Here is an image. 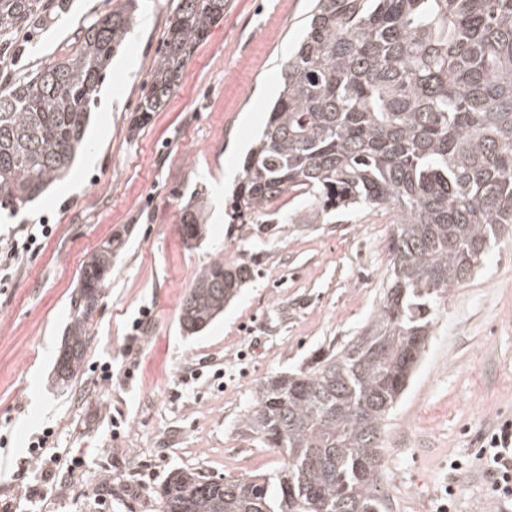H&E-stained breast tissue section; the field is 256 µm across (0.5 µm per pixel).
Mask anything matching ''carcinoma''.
Listing matches in <instances>:
<instances>
[{
	"instance_id": "carcinoma-1",
	"label": "carcinoma",
	"mask_w": 512,
	"mask_h": 512,
	"mask_svg": "<svg viewBox=\"0 0 512 512\" xmlns=\"http://www.w3.org/2000/svg\"><path fill=\"white\" fill-rule=\"evenodd\" d=\"M225 3L177 0L142 118L166 103ZM51 7L0 0V46L14 47ZM136 7L124 0L57 59L0 84V209L17 213L67 174ZM293 192L307 197L305 224L363 207L391 211L380 304L340 349L260 384L242 427L282 457L274 474L242 481L177 471L159 491L160 512H389L380 488L385 419L431 335L437 301L512 231V0H314L231 218L272 224V205ZM180 227L186 244L204 231L190 210ZM111 269L109 241L82 267L54 371L59 387L81 371ZM248 274L222 261L201 272L182 302L183 329L205 328Z\"/></svg>"
}]
</instances>
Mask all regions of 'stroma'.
I'll return each instance as SVG.
<instances>
[{
    "mask_svg": "<svg viewBox=\"0 0 512 512\" xmlns=\"http://www.w3.org/2000/svg\"><path fill=\"white\" fill-rule=\"evenodd\" d=\"M119 0H65L0 56L22 76L52 61L81 27ZM175 0H139L91 107L87 147L63 180L15 215L0 241L25 227H53L39 251L0 280V505L12 512H159L171 473L197 469L249 479L281 458L245 436L240 419L261 382L305 366L321 348L357 336L378 308L388 276L391 216L364 210L328 224H237L232 196L248 151L277 97L281 67L301 37L309 0H228L200 41L166 105L140 120L137 104L162 48ZM120 104H113V90ZM204 224L184 244L185 204ZM114 241L112 271L90 318L78 377L54 384L83 263ZM253 271L223 312L186 332L183 298L216 260ZM148 324L133 331L142 310ZM131 379L108 385L96 364ZM222 378H215V370ZM512 418V240L492 244L477 274L436 305L433 334L413 379L386 420L382 488L390 512H499L488 479L468 463L482 437ZM120 430H113V421ZM53 428V447L84 458L59 469L53 492L28 500L39 470L28 444ZM461 462V470L450 468Z\"/></svg>",
    "mask_w": 512,
    "mask_h": 512,
    "instance_id": "stroma-1",
    "label": "stroma"
}]
</instances>
